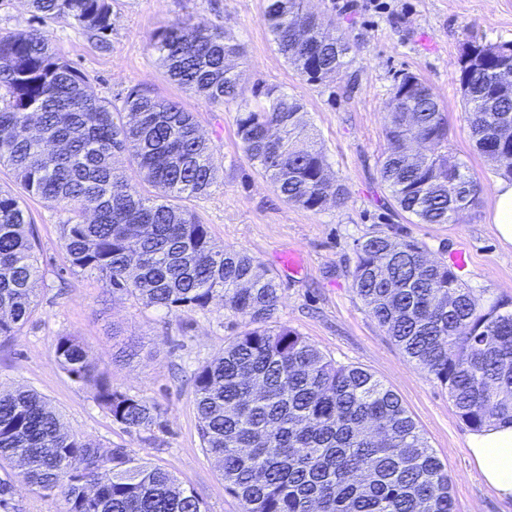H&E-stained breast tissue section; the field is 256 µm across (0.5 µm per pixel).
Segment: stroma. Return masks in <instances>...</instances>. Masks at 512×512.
Wrapping results in <instances>:
<instances>
[{"instance_id": "stroma-1", "label": "stroma", "mask_w": 512, "mask_h": 512, "mask_svg": "<svg viewBox=\"0 0 512 512\" xmlns=\"http://www.w3.org/2000/svg\"><path fill=\"white\" fill-rule=\"evenodd\" d=\"M349 43L342 75L323 82L302 77L277 53L261 21L264 0H112V29L99 37L65 20L39 21L28 0H0V35L45 31L55 52L85 75L95 97L112 102L135 85L192 112L221 165L208 195L191 200L202 223L225 248L270 268L280 284L274 322L304 336L328 357L361 367L401 400L451 479L453 512H512V501L483 482L467 442L471 427L446 389L417 369L369 315L352 286L357 244L384 231L423 243L431 258L448 260L459 246L472 254L463 280L487 299L512 300V246L493 224L499 175L472 137L459 84V60L469 41H512V0H307ZM179 20L222 28L240 43L242 89L273 85L296 98L321 142L332 172L348 189L345 202L313 212L278 197L244 156L236 136V106L210 103L172 83L157 61L154 34ZM421 75L448 119V149L480 183L474 209L451 224H421L387 203L380 182L387 148V102L403 73ZM38 243V306L14 339L0 341V389L40 393L65 426L107 448H126L197 492L209 512H242L224 489L202 446L193 375L242 332L241 318L213 304L170 312L112 292L96 275L72 271L63 248L65 206L26 199ZM296 257L298 270L288 267ZM74 336L113 386L155 402L160 417L136 433L114 422L93 399L92 386L57 364V337ZM135 358L114 360L120 348Z\"/></svg>"}]
</instances>
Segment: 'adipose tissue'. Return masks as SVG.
I'll return each mask as SVG.
<instances>
[{"mask_svg": "<svg viewBox=\"0 0 512 512\" xmlns=\"http://www.w3.org/2000/svg\"><path fill=\"white\" fill-rule=\"evenodd\" d=\"M468 448L484 482L512 500V426L492 424L471 435Z\"/></svg>", "mask_w": 512, "mask_h": 512, "instance_id": "ef3b65f1", "label": "adipose tissue"}]
</instances>
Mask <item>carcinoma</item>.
Segmentation results:
<instances>
[{"label": "carcinoma", "instance_id": "obj_1", "mask_svg": "<svg viewBox=\"0 0 512 512\" xmlns=\"http://www.w3.org/2000/svg\"><path fill=\"white\" fill-rule=\"evenodd\" d=\"M37 18L97 33L112 26V0H30ZM262 22L277 52L310 82L341 73L349 46L321 29L306 51L298 24L314 18L301 0H265ZM170 81L214 104L236 103L243 152L286 201L310 211L344 202L346 188L302 125L300 102L275 86L239 91L240 45L218 30L178 21L154 36ZM512 42L483 68L460 65L462 101L485 156L512 154L493 141L512 96L497 94ZM394 86L380 177L390 199L421 224H450L481 188L446 152L448 124L427 83ZM495 100L497 110L483 104ZM127 154L154 189L144 194L117 168ZM0 165L26 195L62 204L63 246L75 272L103 278L147 306L205 310L214 301L246 320L221 355L195 372L205 450L243 512H452L450 478L397 395L368 371L337 363L295 330L271 322L279 284L248 254L219 246L187 205L218 178L213 148L179 103L134 86L116 106L87 91L86 77L40 30L0 35ZM21 197L0 189V340L14 338L37 306L39 266ZM412 239L374 233L357 243L353 287L406 357L448 389L473 430L512 425V310L486 300ZM59 366L94 386L95 402L128 431L157 423L155 404L115 388L80 341L60 336ZM10 466L61 512H206L203 500L165 469L125 448H103L66 430L37 392L0 390V469ZM15 485L0 478V512H15Z\"/></svg>", "mask_w": 512, "mask_h": 512}]
</instances>
